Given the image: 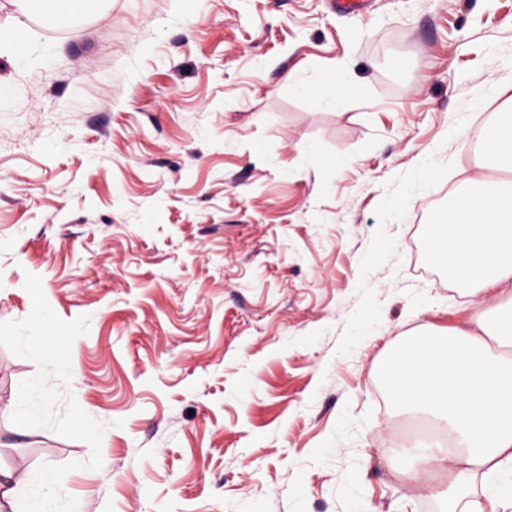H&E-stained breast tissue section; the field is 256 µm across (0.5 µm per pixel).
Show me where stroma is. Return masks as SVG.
<instances>
[{
	"label": "stroma",
	"mask_w": 512,
	"mask_h": 512,
	"mask_svg": "<svg viewBox=\"0 0 512 512\" xmlns=\"http://www.w3.org/2000/svg\"><path fill=\"white\" fill-rule=\"evenodd\" d=\"M0 29V322L29 273L87 317L46 385L103 429L92 470L12 424L38 367L0 346V467L71 464L78 512H448L391 464L418 420L383 367L472 316L424 241L512 89V0H0ZM42 3L43 11L46 16L59 18L63 16H78L79 13L88 14L97 9V0H77L76 9H73L74 0H45Z\"/></svg>",
	"instance_id": "obj_1"
}]
</instances>
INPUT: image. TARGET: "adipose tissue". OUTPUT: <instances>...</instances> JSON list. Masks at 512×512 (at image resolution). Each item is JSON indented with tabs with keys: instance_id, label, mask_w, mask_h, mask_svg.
<instances>
[{
	"instance_id": "1",
	"label": "adipose tissue",
	"mask_w": 512,
	"mask_h": 512,
	"mask_svg": "<svg viewBox=\"0 0 512 512\" xmlns=\"http://www.w3.org/2000/svg\"><path fill=\"white\" fill-rule=\"evenodd\" d=\"M478 146L487 173L469 179L446 222L433 225L431 256L479 311L470 327L425 334L392 351L386 369L391 401L445 433L401 474L448 499L450 512H498L512 501V182L493 177L512 172V95L485 123ZM495 288L499 302L484 306ZM476 479L479 500L469 491Z\"/></svg>"
}]
</instances>
